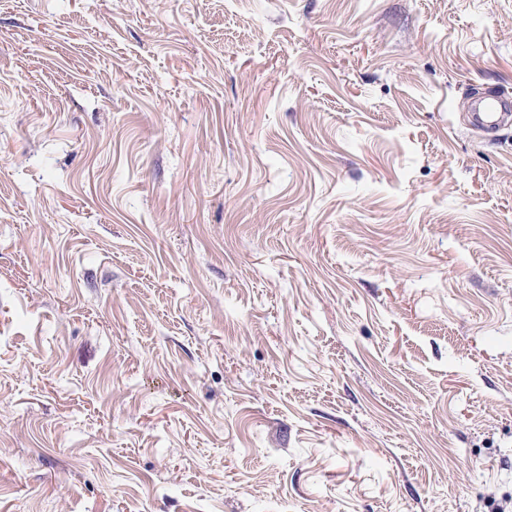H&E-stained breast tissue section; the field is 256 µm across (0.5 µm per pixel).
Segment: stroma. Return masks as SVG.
<instances>
[{"label":"stroma","instance_id":"stroma-1","mask_svg":"<svg viewBox=\"0 0 512 512\" xmlns=\"http://www.w3.org/2000/svg\"><path fill=\"white\" fill-rule=\"evenodd\" d=\"M512 0H0V512L512 504ZM512 102L495 95H487L477 102L475 121L482 127H495L505 120H512Z\"/></svg>","mask_w":512,"mask_h":512}]
</instances>
